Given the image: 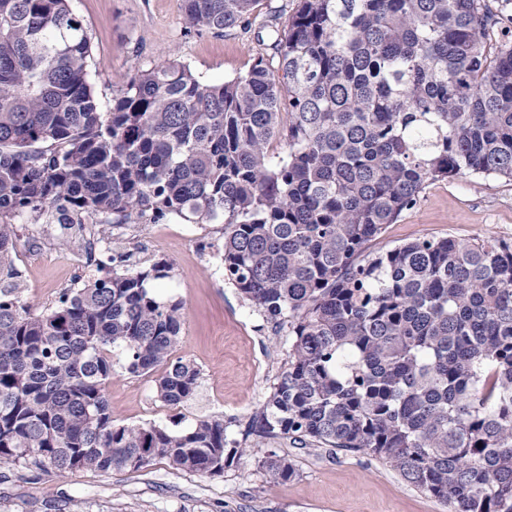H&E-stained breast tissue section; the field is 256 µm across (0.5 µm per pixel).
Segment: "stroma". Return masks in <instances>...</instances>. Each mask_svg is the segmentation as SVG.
<instances>
[{"label":"stroma","instance_id":"stroma-1","mask_svg":"<svg viewBox=\"0 0 512 512\" xmlns=\"http://www.w3.org/2000/svg\"><path fill=\"white\" fill-rule=\"evenodd\" d=\"M70 7L90 34L89 79L106 110L132 70L174 56L200 80L220 84L247 71L258 54L272 52L268 29L188 32L182 0H70ZM14 227L19 296L36 312L54 309L63 292L109 270L112 252H131L135 271L170 262L171 278L157 294L184 303L176 354L197 367L199 386L185 404L166 405L156 396L157 372L128 373V355L117 349L106 386L112 415L175 432L199 419H220L228 440L251 446L254 455L218 475L181 471L160 458L138 471L83 468L60 476L23 464L2 467L0 512H448L378 459L247 435L288 359L289 336L273 332L225 280L222 225L172 217L114 227L110 248L81 273L74 250L60 243L59 225L23 215ZM448 236L512 242V180L466 174L427 184L416 206L387 225L366 253ZM270 449L294 462L295 479L278 484L268 478L258 460Z\"/></svg>","mask_w":512,"mask_h":512}]
</instances>
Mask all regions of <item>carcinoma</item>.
Masks as SVG:
<instances>
[{
    "instance_id": "cac0c4a2",
    "label": "carcinoma",
    "mask_w": 512,
    "mask_h": 512,
    "mask_svg": "<svg viewBox=\"0 0 512 512\" xmlns=\"http://www.w3.org/2000/svg\"><path fill=\"white\" fill-rule=\"evenodd\" d=\"M261 0H183L188 28L250 22ZM487 0H298L274 57L221 84L170 60L131 73L101 111L69 0H0V271L19 277L11 218L86 224L193 215L224 225L222 266L288 361L248 432L372 456L448 512H512V244L369 242L424 186L512 180V40L487 43ZM34 314L0 290V466L140 470L165 458L221 474L248 455L224 421L175 434L112 419V349L156 396L188 401L174 356L183 301L151 289L171 265L126 267ZM270 480L297 475L272 451Z\"/></svg>"
}]
</instances>
